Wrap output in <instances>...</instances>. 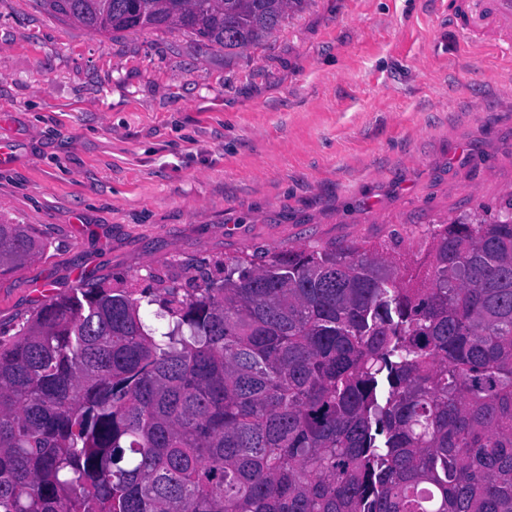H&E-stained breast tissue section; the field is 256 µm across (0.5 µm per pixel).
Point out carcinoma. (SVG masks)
<instances>
[{"instance_id": "1", "label": "carcinoma", "mask_w": 512, "mask_h": 512, "mask_svg": "<svg viewBox=\"0 0 512 512\" xmlns=\"http://www.w3.org/2000/svg\"><path fill=\"white\" fill-rule=\"evenodd\" d=\"M39 2L235 50L290 0ZM424 239L50 300L0 339V512H512V194ZM43 251L0 222V275Z\"/></svg>"}]
</instances>
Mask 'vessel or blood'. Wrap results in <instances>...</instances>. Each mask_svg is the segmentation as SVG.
Here are the masks:
<instances>
[{
  "label": "vessel or blood",
  "instance_id": "vessel-or-blood-1",
  "mask_svg": "<svg viewBox=\"0 0 512 512\" xmlns=\"http://www.w3.org/2000/svg\"><path fill=\"white\" fill-rule=\"evenodd\" d=\"M448 14L470 42L512 51V0H455Z\"/></svg>",
  "mask_w": 512,
  "mask_h": 512
}]
</instances>
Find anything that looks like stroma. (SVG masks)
Masks as SVG:
<instances>
[{"label":"stroma","instance_id":"1","mask_svg":"<svg viewBox=\"0 0 512 512\" xmlns=\"http://www.w3.org/2000/svg\"><path fill=\"white\" fill-rule=\"evenodd\" d=\"M448 0H303L231 53L94 34L0 0V217L42 256L0 275V337L82 281L146 288L225 254L400 240L512 191V56Z\"/></svg>","mask_w":512,"mask_h":512}]
</instances>
